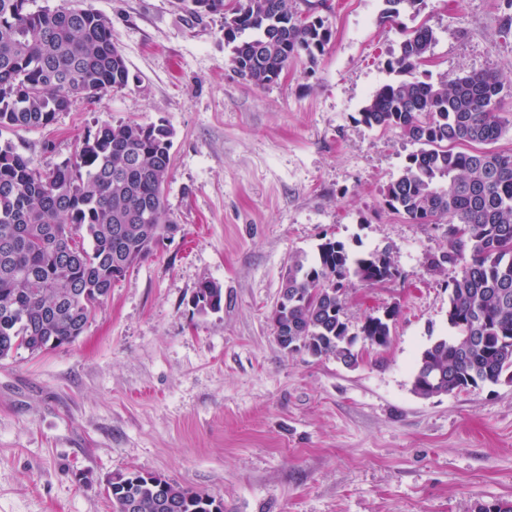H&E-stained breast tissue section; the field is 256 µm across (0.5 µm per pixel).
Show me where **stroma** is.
Wrapping results in <instances>:
<instances>
[{
	"instance_id": "stroma-1",
	"label": "stroma",
	"mask_w": 512,
	"mask_h": 512,
	"mask_svg": "<svg viewBox=\"0 0 512 512\" xmlns=\"http://www.w3.org/2000/svg\"><path fill=\"white\" fill-rule=\"evenodd\" d=\"M316 65L256 88L235 73L221 15L180 0H31L105 16L130 71L39 130H5L50 169L104 124L173 132L166 216L178 232L116 283L74 343L0 360V512H112L108 477L138 469L222 497L224 512H475L512 503V381L423 399L422 352L450 337L444 224H412L383 192L416 146L360 112L397 80L407 31L436 42L420 75L499 73L512 121V0H421L393 24L382 0H329ZM389 251L394 279H351L355 366L288 352L270 315L293 255L324 239ZM205 281L220 311L198 313ZM398 308L388 346L359 335ZM224 292L221 286L213 281L202 282L192 298V303L199 313L218 311L222 307Z\"/></svg>"
}]
</instances>
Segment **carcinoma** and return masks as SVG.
<instances>
[{"instance_id": "carcinoma-1", "label": "carcinoma", "mask_w": 512, "mask_h": 512, "mask_svg": "<svg viewBox=\"0 0 512 512\" xmlns=\"http://www.w3.org/2000/svg\"><path fill=\"white\" fill-rule=\"evenodd\" d=\"M195 12L224 15V42L247 84L263 88L288 62L316 65L332 32L316 14L287 0H190ZM390 22L419 0H383ZM28 0H0V129L47 127L72 98L96 99L126 87L130 73L112 42L109 22L88 9L30 11ZM436 42L422 24L406 35L389 67L410 74ZM504 90L492 71L466 72L438 84L417 78L375 91L361 112L370 128L398 130L421 148L406 158L383 204L412 224L448 225V254L470 261L448 283L449 338L422 354L413 391L440 381L448 390H476L512 380V153L490 149L507 132L498 112ZM174 133L165 124H105L49 170L0 141V359L75 342L112 287L154 254L172 221L164 220L165 184ZM288 293L272 316L288 324L298 350L356 364L355 337L345 322L339 284L393 279L388 252L351 255L328 238L312 260L288 259ZM224 292L199 285L192 303L218 311ZM399 310L368 316L364 340L390 342ZM115 512L130 499L137 512H224L221 497L183 487L157 473L130 470L106 480Z\"/></svg>"}]
</instances>
